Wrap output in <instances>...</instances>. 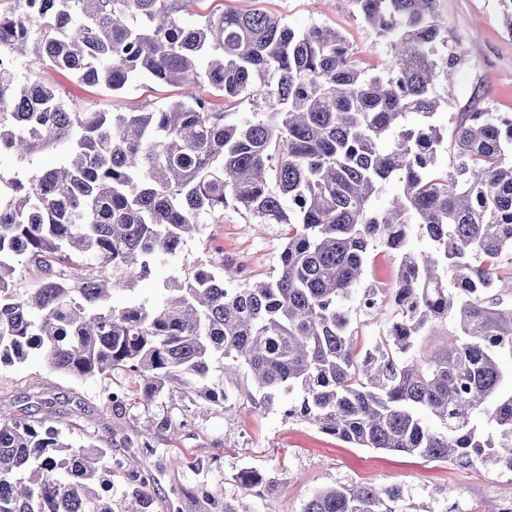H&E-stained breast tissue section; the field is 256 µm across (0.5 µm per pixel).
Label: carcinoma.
I'll use <instances>...</instances> for the list:
<instances>
[{"mask_svg": "<svg viewBox=\"0 0 512 512\" xmlns=\"http://www.w3.org/2000/svg\"><path fill=\"white\" fill-rule=\"evenodd\" d=\"M349 2L390 39L386 72L361 66L336 28L297 32L223 0L0 9V52L15 62L112 94L140 78L211 89L165 110H79L56 84L0 69V156L62 151L0 198V363L125 371L145 402L174 386L226 410L244 396L356 448L512 469V286H500L512 281V115L465 113L440 168L434 85L458 59L439 53L438 0ZM247 91L268 106L226 110ZM228 207L284 226L276 276L230 286L199 267L165 278L151 305L117 302ZM378 247L397 263L398 317L361 352L352 303L378 307L358 295ZM30 267L38 280L16 292ZM237 479L263 484L248 468ZM131 481L126 512H153L151 479ZM111 488L105 449L0 411V512H114ZM402 498L397 483L331 486L304 512H396Z\"/></svg>", "mask_w": 512, "mask_h": 512, "instance_id": "carcinoma-1", "label": "carcinoma"}]
</instances>
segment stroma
<instances>
[{
  "label": "stroma",
  "instance_id": "obj_1",
  "mask_svg": "<svg viewBox=\"0 0 512 512\" xmlns=\"http://www.w3.org/2000/svg\"><path fill=\"white\" fill-rule=\"evenodd\" d=\"M224 8L260 9L297 30L327 24L346 35L364 65L379 72L392 62L388 38L357 20L349 0H224ZM503 13L501 0H439L438 22L448 37L444 51L458 59L454 91L436 117L445 130L477 109L512 113V39L504 35ZM44 77L59 83L80 109L127 112L145 102L160 108L186 94L182 87L140 83L128 95L114 97L50 71ZM282 244L280 225H259L249 214L228 208L204 217L200 234L186 242L179 257L136 281L126 296L154 303L165 277L201 265L218 268L225 280L237 284L267 279L278 269ZM351 316L355 342L362 347L385 335L395 309L384 301L373 314L355 309ZM135 387V377L127 372L76 379L35 355L0 365V407L21 417L33 402L52 401L49 422L67 440L107 450L114 512H122L134 471L154 480V512H303L318 489L366 483L401 484L400 512H448L452 499L459 512H487L491 504L512 497V470L492 464L464 469L355 448L307 422L284 417L280 409H261L246 400L228 415L222 405L170 388L149 403L131 400L122 415L106 410L108 392ZM142 431L151 433L153 453L123 446L124 437ZM245 468L264 474L266 484L244 490L237 476Z\"/></svg>",
  "mask_w": 512,
  "mask_h": 512
}]
</instances>
